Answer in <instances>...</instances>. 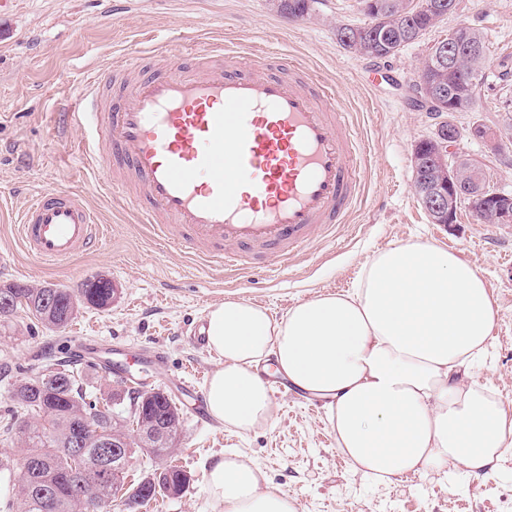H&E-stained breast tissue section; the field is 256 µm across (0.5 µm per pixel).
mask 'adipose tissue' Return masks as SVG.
Wrapping results in <instances>:
<instances>
[{
    "label": "adipose tissue",
    "mask_w": 512,
    "mask_h": 512,
    "mask_svg": "<svg viewBox=\"0 0 512 512\" xmlns=\"http://www.w3.org/2000/svg\"><path fill=\"white\" fill-rule=\"evenodd\" d=\"M205 320L218 359L206 404L228 429L270 420L262 376L270 370L324 401L337 449L365 476L459 466L486 478L512 452V413L474 379L494 301L459 251L398 242L365 262L352 292L315 294L279 320L228 297ZM205 488L214 512H297L294 498L238 453L207 466Z\"/></svg>",
    "instance_id": "1"
}]
</instances>
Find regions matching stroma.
<instances>
[{"label":"stroma","mask_w":512,"mask_h":512,"mask_svg":"<svg viewBox=\"0 0 512 512\" xmlns=\"http://www.w3.org/2000/svg\"><path fill=\"white\" fill-rule=\"evenodd\" d=\"M459 21L480 28L490 72L512 74V0H461ZM359 0H319L309 17L280 16L271 0H7L0 6V285L80 287L107 276L120 290L106 310L82 308L62 329L31 328L24 312L0 325V368L21 378L25 367L59 354L73 337L91 336L132 350L163 347L165 367L153 370L152 389L174 400L173 377L189 365L213 371L217 361L189 344L193 324L228 296L249 300L281 318L315 293H343L361 267L388 244L421 240L461 251L482 275L496 304L489 362L475 372L512 409V226L483 224L461 209L453 227L432 224L412 188L411 147L430 133L435 118L411 105L408 84L439 26L390 62L364 59L336 40L340 23L363 24ZM237 38L304 67L336 89L365 160L361 192L346 223L301 247L287 267L268 260L244 273L208 268L180 247L156 237L136 215L116 204L104 183L83 164V141L62 113L84 82L146 50V68H160L161 49L192 61L209 45ZM476 114L512 124V83L488 81ZM54 185L84 190L100 220V242L67 265L43 266L22 249L17 212L36 190ZM17 438H0V512L18 502ZM247 455L296 501L297 512H512V453L496 475L474 478L450 468L390 483L372 481L340 465L322 402L303 395L274 399L273 416L249 433L201 424L184 413L178 447L167 459L136 454L125 482L165 465L191 477L180 497H157L133 512H212L204 489L208 464L227 450Z\"/></svg>","instance_id":"35a3bbf8"}]
</instances>
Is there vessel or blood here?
Wrapping results in <instances>:
<instances>
[{
    "mask_svg": "<svg viewBox=\"0 0 512 512\" xmlns=\"http://www.w3.org/2000/svg\"><path fill=\"white\" fill-rule=\"evenodd\" d=\"M242 50L239 42L206 48L212 70L176 58L148 71L127 56L86 85L72 116L88 132L86 160L158 238L190 246L214 266L243 268L249 254L284 265L312 237L345 223L364 150L333 87L271 75L264 63L243 69ZM125 73L134 81L111 98L107 86ZM16 230L28 254L49 265L99 242L82 191L67 186L39 190ZM69 355L123 380L139 360L114 358L89 336L76 338Z\"/></svg>",
    "mask_w": 512,
    "mask_h": 512,
    "instance_id": "b4317fda",
    "label": "vessel or blood"
}]
</instances>
